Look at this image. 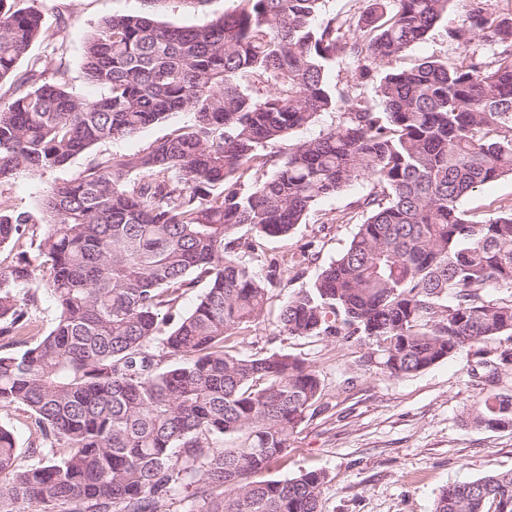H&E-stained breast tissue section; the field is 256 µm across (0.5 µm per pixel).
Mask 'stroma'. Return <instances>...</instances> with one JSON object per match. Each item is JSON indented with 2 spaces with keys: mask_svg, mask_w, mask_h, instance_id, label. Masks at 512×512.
Returning <instances> with one entry per match:
<instances>
[{
  "mask_svg": "<svg viewBox=\"0 0 512 512\" xmlns=\"http://www.w3.org/2000/svg\"><path fill=\"white\" fill-rule=\"evenodd\" d=\"M34 5L43 15L46 37L32 46L29 59H41L51 69L64 66L70 89L92 100L100 90L85 77L83 42L104 19L149 11L164 23L193 25L233 10L236 0H35ZM468 9V0H453L447 22L412 46L400 65L427 56L461 62L465 50L449 41L448 30L466 24ZM191 119L188 112L173 114L131 138L94 146L64 167L0 183V204L41 215L47 191L77 179L94 157L146 152ZM367 188L362 181L322 202L288 237L265 239V251L288 258L313 242L320 263L330 262L353 232L350 203ZM288 294L285 288L272 289L267 319L241 336L238 350L247 356L283 351L315 366L326 409L298 428L287 458L271 469L270 478L324 471L326 512H433L448 485L512 471V427L479 428L468 419L484 394L483 383L471 371V356L458 354L404 379L361 370L357 361L363 349L357 344L278 333L274 322ZM0 423L14 431L20 464L36 462L40 453L32 446L33 418L16 408H0Z\"/></svg>",
  "mask_w": 512,
  "mask_h": 512,
  "instance_id": "stroma-1",
  "label": "stroma"
}]
</instances>
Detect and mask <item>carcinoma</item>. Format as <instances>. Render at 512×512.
<instances>
[{"instance_id": "obj_1", "label": "carcinoma", "mask_w": 512, "mask_h": 512, "mask_svg": "<svg viewBox=\"0 0 512 512\" xmlns=\"http://www.w3.org/2000/svg\"><path fill=\"white\" fill-rule=\"evenodd\" d=\"M0 0V183L43 174L105 141L174 112L192 122L142 154L94 158L43 201L46 229L0 208V247L29 241L0 273V406L35 420L44 455L20 467L0 425V512H324L326 474L266 477L293 434L321 406L318 371L286 352L244 356L237 338L263 322L269 293L305 276L319 252L259 253L315 207L360 180L349 243L277 316L298 338L366 346L360 363L417 375L461 352L494 371L512 366V205L477 217L475 189L512 178V17L470 0L468 24L448 38L460 65L429 57L392 68L448 15L451 0H372L366 31L325 0H238L189 27L148 13L115 14L84 42L83 99L65 70L16 67L43 35L40 12ZM493 47L492 58L479 50ZM353 82L336 91V59ZM370 89L376 104L364 96ZM336 126L285 158L265 147ZM246 224L251 238L237 235ZM49 270L57 316L28 331ZM206 291L173 320L177 300ZM477 427L512 426V396L489 391ZM434 512H512V472L453 484ZM336 122L335 114H325L322 117H320L319 121L316 123V125L311 130H304L299 131L296 133H293L289 137H286L278 142H275L271 145H269L265 152H273L275 154H278L280 157H285L288 155V152L300 141L305 139L308 136H311L316 131L322 128L329 127L331 124L334 125Z\"/></svg>"}]
</instances>
